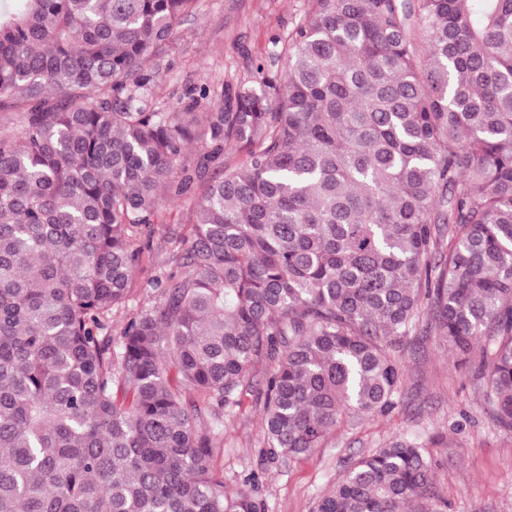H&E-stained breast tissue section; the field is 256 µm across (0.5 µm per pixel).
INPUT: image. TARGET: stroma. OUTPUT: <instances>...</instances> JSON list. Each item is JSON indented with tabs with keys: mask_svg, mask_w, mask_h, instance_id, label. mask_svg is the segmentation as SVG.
Masks as SVG:
<instances>
[{
	"mask_svg": "<svg viewBox=\"0 0 512 512\" xmlns=\"http://www.w3.org/2000/svg\"><path fill=\"white\" fill-rule=\"evenodd\" d=\"M310 8V0H198L149 64L154 102L173 104L193 88L250 80L257 64L274 63ZM200 191L196 185L178 197L162 192L163 221L150 238L157 262L137 275V305L158 301L151 281L167 278L168 240L194 222ZM395 356L405 373L395 408L343 424L304 459L274 462L263 455L261 406L247 396L225 415L224 449L214 460L226 488L251 491L262 512H312L351 461L406 434L434 458V486L447 512H512V431L491 417L486 376L457 365L437 336H409Z\"/></svg>",
	"mask_w": 512,
	"mask_h": 512,
	"instance_id": "obj_1",
	"label": "stroma"
}]
</instances>
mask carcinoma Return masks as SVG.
<instances>
[{
	"label": "carcinoma",
	"instance_id": "cac0c4a2",
	"mask_svg": "<svg viewBox=\"0 0 512 512\" xmlns=\"http://www.w3.org/2000/svg\"><path fill=\"white\" fill-rule=\"evenodd\" d=\"M195 2L0 9V512H261L213 464L256 364L267 456L307 458L395 408L422 315L512 430V0H312L284 69L152 107ZM211 168L113 348L159 190ZM434 467L398 438L313 512H441Z\"/></svg>",
	"mask_w": 512,
	"mask_h": 512
}]
</instances>
